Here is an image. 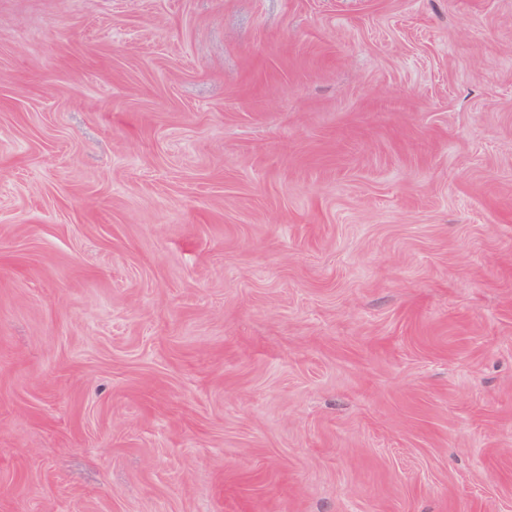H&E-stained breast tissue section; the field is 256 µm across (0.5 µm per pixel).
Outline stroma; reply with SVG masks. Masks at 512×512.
Wrapping results in <instances>:
<instances>
[{
  "label": "stroma",
  "instance_id": "stroma-1",
  "mask_svg": "<svg viewBox=\"0 0 512 512\" xmlns=\"http://www.w3.org/2000/svg\"><path fill=\"white\" fill-rule=\"evenodd\" d=\"M512 0H0V512H512Z\"/></svg>",
  "mask_w": 512,
  "mask_h": 512
}]
</instances>
